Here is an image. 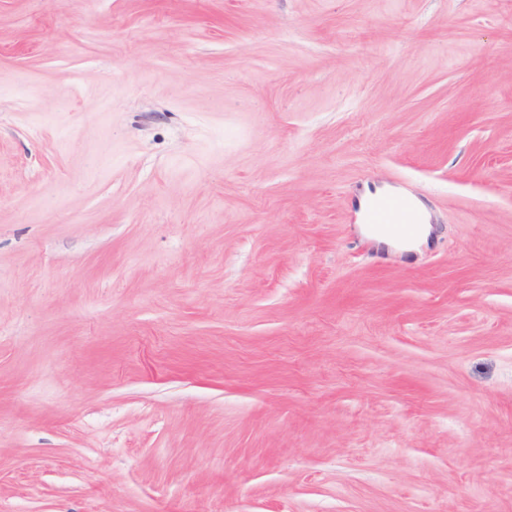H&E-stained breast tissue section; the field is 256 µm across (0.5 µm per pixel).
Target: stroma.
I'll return each mask as SVG.
<instances>
[{
  "label": "stroma",
  "instance_id": "stroma-1",
  "mask_svg": "<svg viewBox=\"0 0 512 512\" xmlns=\"http://www.w3.org/2000/svg\"><path fill=\"white\" fill-rule=\"evenodd\" d=\"M0 512H512V0H0ZM365 224H388L393 226L395 233L403 239L410 238L416 231L414 217L409 211L406 201L392 197L375 204L365 214ZM411 205H412V209L415 210L416 212H418L421 216V224H419L420 225L419 233H418L417 237L415 239H413L412 241H410L408 243H397L395 241V239L389 235L372 232L368 228V226L363 227V231L367 235H369L371 238L375 239L376 241L393 246V247L399 249L400 251L409 252V251H413V250L417 249L418 246L426 240V238L430 232V225L425 224V222L427 221V217H426L423 209L421 208V206L415 202H413Z\"/></svg>",
  "mask_w": 512,
  "mask_h": 512
}]
</instances>
